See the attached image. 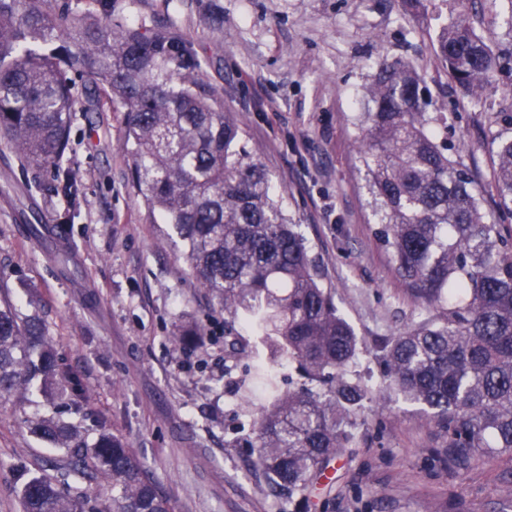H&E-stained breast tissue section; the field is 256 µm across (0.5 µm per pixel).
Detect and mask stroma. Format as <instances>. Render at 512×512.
<instances>
[{"instance_id":"1","label":"stroma","mask_w":512,"mask_h":512,"mask_svg":"<svg viewBox=\"0 0 512 512\" xmlns=\"http://www.w3.org/2000/svg\"><path fill=\"white\" fill-rule=\"evenodd\" d=\"M71 20L159 30L191 45L210 103L234 112L242 142L284 189L322 283L361 341L355 374L373 391L356 419L357 444L308 499L276 496L246 467L248 409L299 377L256 355H224V313L198 288L179 248L152 223L129 182L124 112L104 96L75 112L66 163L82 183L70 223L52 172L37 173L0 147V294L39 314L89 402L147 465L173 512H512V457L450 463L446 440L415 406L377 389L376 345L422 313L374 235L356 170L352 117L373 66L413 62L431 102L448 115V143L495 205L491 142L512 122V75L481 97L461 94L441 66L437 39L467 16L491 47L512 44V0H47ZM189 324L203 341L172 336ZM39 396L0 404V512H18L17 472L66 480V452L47 450L25 421Z\"/></svg>"}]
</instances>
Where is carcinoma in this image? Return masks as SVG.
Instances as JSON below:
<instances>
[{
	"label": "carcinoma",
	"instance_id": "1",
	"mask_svg": "<svg viewBox=\"0 0 512 512\" xmlns=\"http://www.w3.org/2000/svg\"><path fill=\"white\" fill-rule=\"evenodd\" d=\"M44 0H0V141L49 169L76 200L63 159L78 99L72 73L125 112L130 182L148 212L183 244L180 257L224 310V355L244 356L245 326L302 382L253 411L255 458L276 495L307 497L353 442L368 388L353 374L359 339L321 282L306 238L261 163L241 145L233 113L196 85L192 48L166 34L115 28L96 15L51 18ZM438 57L465 96L478 97L512 62L464 20L443 30ZM422 80L381 60L355 113L358 173L399 280L431 317L381 340V383L448 436L457 462L512 454V231L448 148V116L428 110ZM496 205L512 212V134L491 143ZM38 388L51 412L28 420L37 441L74 449L70 473L112 479V505L90 503L46 475L25 478L19 512H173L144 461L87 412L88 397L37 315L0 301V400ZM92 425H87V420Z\"/></svg>",
	"mask_w": 512,
	"mask_h": 512
}]
</instances>
